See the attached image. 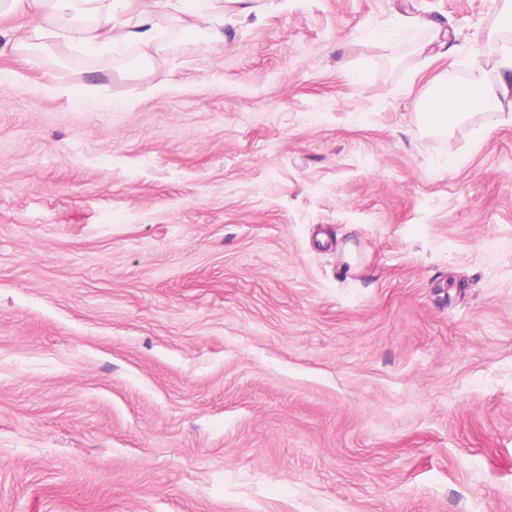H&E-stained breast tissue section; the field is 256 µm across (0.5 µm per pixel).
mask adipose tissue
<instances>
[{"label": "adipose tissue", "mask_w": 512, "mask_h": 512, "mask_svg": "<svg viewBox=\"0 0 512 512\" xmlns=\"http://www.w3.org/2000/svg\"><path fill=\"white\" fill-rule=\"evenodd\" d=\"M154 4L170 10L181 22L183 32L192 35L203 28L219 42L224 39L225 16L260 18L268 11L260 0H211L206 13L200 11L198 0H154ZM12 15L25 17L35 29L52 22L58 36L89 49L131 43L146 60L159 49L153 9L142 10L130 23L119 20L113 0H0V17ZM498 71L492 83L462 82L452 70L441 72L422 103V123L444 129L467 111L485 114L497 125L512 123V113L506 115L500 110L502 97L512 94V49L504 52Z\"/></svg>", "instance_id": "1"}]
</instances>
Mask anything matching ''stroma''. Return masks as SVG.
<instances>
[{"mask_svg": "<svg viewBox=\"0 0 512 512\" xmlns=\"http://www.w3.org/2000/svg\"><path fill=\"white\" fill-rule=\"evenodd\" d=\"M274 2L0 31V512H512V124L416 109L503 0ZM117 0H1L0 17L21 15L33 29L52 19L56 35L89 49L112 48L115 43L136 45L144 60L158 51L154 12L142 10L134 23L120 21ZM199 0H154L155 7L170 10V13L180 21L186 34H195L200 30V23L205 24L209 37L215 41L224 40V15L247 19L255 15L263 17L270 9L269 5L260 4L261 0H210L209 13L199 10ZM415 25L420 30H427L431 33V37L429 40L419 44L418 51H429L430 53H432L436 48H439L440 50L439 52H437V56H442L445 54L448 55V42L441 38V23L434 20L417 17L415 19Z\"/></svg>", "mask_w": 512, "mask_h": 512, "instance_id": "1", "label": "stroma"}]
</instances>
